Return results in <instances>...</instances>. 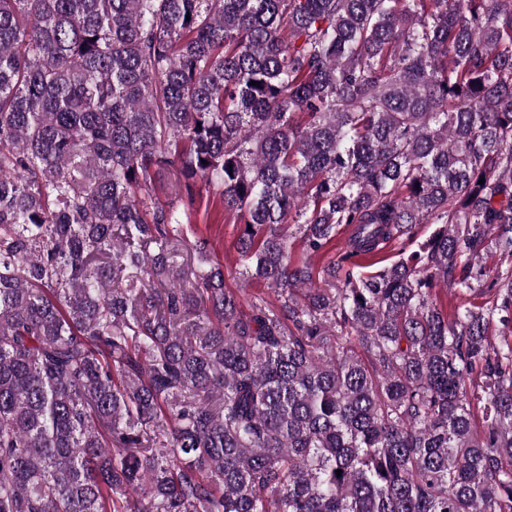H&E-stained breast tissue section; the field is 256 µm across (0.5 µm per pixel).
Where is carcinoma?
Returning a JSON list of instances; mask_svg holds the SVG:
<instances>
[{"label": "carcinoma", "instance_id": "1", "mask_svg": "<svg viewBox=\"0 0 512 512\" xmlns=\"http://www.w3.org/2000/svg\"><path fill=\"white\" fill-rule=\"evenodd\" d=\"M0 512H512V0H0ZM196 210L193 216V228L200 237L207 240L211 255L224 263L226 287L237 293L244 305L255 296H262L270 302H276V294L263 282L247 280L238 274L241 270L236 251L239 224H233V216L224 214V208L219 200L206 192L197 200ZM346 241V228L343 226L339 227L336 229L335 238L323 252L317 255H310L304 250L299 239H294L291 247V261L294 264L308 262L309 264L313 265L316 269L319 270L323 265H325L328 262V260L333 255H335V253H337L345 246ZM402 241H390L371 257H360L358 262L365 266L364 271L372 272L381 267L390 265L399 258Z\"/></svg>", "mask_w": 512, "mask_h": 512}]
</instances>
